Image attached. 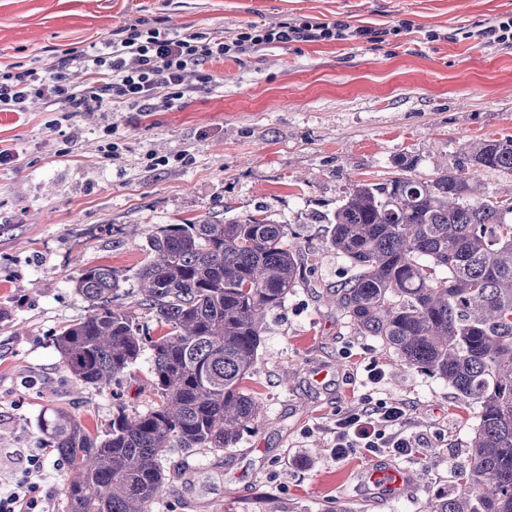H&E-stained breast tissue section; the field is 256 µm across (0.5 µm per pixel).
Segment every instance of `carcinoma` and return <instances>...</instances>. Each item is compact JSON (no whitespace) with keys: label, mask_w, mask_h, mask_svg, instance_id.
I'll list each match as a JSON object with an SVG mask.
<instances>
[{"label":"carcinoma","mask_w":512,"mask_h":512,"mask_svg":"<svg viewBox=\"0 0 512 512\" xmlns=\"http://www.w3.org/2000/svg\"><path fill=\"white\" fill-rule=\"evenodd\" d=\"M382 183L359 181L325 219L329 243L355 273L336 305L404 364L446 381L478 410L467 464L428 512H512V206L481 189V168L512 172V136L473 142L430 180L413 164ZM288 225L267 216L188 220L148 238L135 272V307L162 336L140 333L121 302L118 271L81 270L73 286L93 307L56 344L63 367L99 388L145 350L152 407L112 413L105 437L54 412L38 427L72 474L69 512H152L175 449L222 451L255 428L262 405L243 385L256 364L265 316L301 276Z\"/></svg>","instance_id":"carcinoma-1"}]
</instances>
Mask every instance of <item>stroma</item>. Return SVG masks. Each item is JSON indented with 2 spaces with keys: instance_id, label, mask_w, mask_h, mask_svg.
Listing matches in <instances>:
<instances>
[{
  "instance_id": "1",
  "label": "stroma",
  "mask_w": 512,
  "mask_h": 512,
  "mask_svg": "<svg viewBox=\"0 0 512 512\" xmlns=\"http://www.w3.org/2000/svg\"><path fill=\"white\" fill-rule=\"evenodd\" d=\"M311 16L376 30V40L269 46L207 64L166 112L127 108L70 120L29 101L0 112V489L24 479L23 458H44L43 512H67L70 474L37 428L45 409L76 415L105 435L116 405L142 412L150 356L105 389L74 382L55 338L90 306L72 286L108 266L137 295L148 236L196 218L264 210L289 227L303 276L266 316L245 382L261 424L221 452L174 454L152 512H426L455 482L477 423L443 379L402 364L336 309L351 274L322 218L351 184L382 182L412 160L430 179L467 143L512 136V47L480 30L512 16V0H0V65H51L139 18L172 32L232 37L250 23ZM410 28L388 35L400 23ZM382 372L371 383V369ZM399 402L422 460L366 449L336 458L338 417ZM407 469L387 500L366 482L374 466Z\"/></svg>"
}]
</instances>
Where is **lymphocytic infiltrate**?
Instances as JSON below:
<instances>
[{
	"label": "lymphocytic infiltrate",
	"instance_id": "f902f5d3",
	"mask_svg": "<svg viewBox=\"0 0 512 512\" xmlns=\"http://www.w3.org/2000/svg\"><path fill=\"white\" fill-rule=\"evenodd\" d=\"M368 34V28L342 21L289 18L247 25L227 41L197 31L176 34L140 20L107 41L65 53L48 68L5 66L0 71V112L25 111L33 98L49 101L62 112L105 111L116 104L139 112L166 111L183 96L187 73L209 82L204 67L214 60L268 45L357 41ZM74 68L88 74V83L71 84ZM406 416L400 403L346 413L336 421L335 456L355 448L418 456L415 440L402 432Z\"/></svg>",
	"mask_w": 512,
	"mask_h": 512
}]
</instances>
